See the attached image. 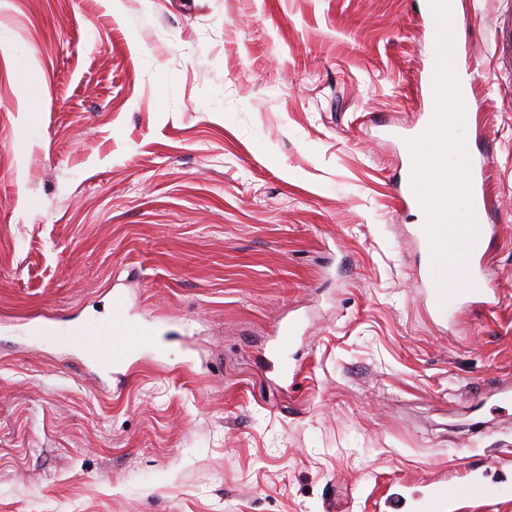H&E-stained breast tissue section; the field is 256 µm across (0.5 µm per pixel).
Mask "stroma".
<instances>
[{"instance_id":"obj_1","label":"stroma","mask_w":512,"mask_h":512,"mask_svg":"<svg viewBox=\"0 0 512 512\" xmlns=\"http://www.w3.org/2000/svg\"><path fill=\"white\" fill-rule=\"evenodd\" d=\"M512 0H0V512H375L512 486ZM445 58L493 309L431 319L395 184ZM37 99L27 111L24 97ZM123 295L105 386L66 334ZM300 323L295 343L279 324ZM299 366L282 382L263 357ZM426 10L429 19L432 21L433 32L436 36L441 33V17L447 21L448 28L453 25L451 2L447 0H426ZM494 56L501 68L512 72V15L497 19ZM469 85H471L470 80L464 83L462 87H460L457 73L454 71H448V75L446 76L445 80L441 82L437 89L434 90V98L435 100L439 99L446 102L449 112L455 114L454 116H457L460 113L466 114V112H461L459 107L460 88L462 89L465 100L468 102V104H474L478 102L474 89L471 87L469 90ZM448 507V496L445 486L435 482L422 498L415 504V512H445Z\"/></svg>"}]
</instances>
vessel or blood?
I'll use <instances>...</instances> for the list:
<instances>
[{"instance_id": "1", "label": "vessel or blood", "mask_w": 512, "mask_h": 512, "mask_svg": "<svg viewBox=\"0 0 512 512\" xmlns=\"http://www.w3.org/2000/svg\"><path fill=\"white\" fill-rule=\"evenodd\" d=\"M426 10L434 32H441L442 24L452 21L449 0H427ZM498 65L512 71V15L498 19L495 24V51ZM418 162L409 159L407 174L400 181L396 197L403 207H419L423 198L418 186ZM486 167H473L466 173L462 187L470 201L471 221L454 228L437 222L417 226L419 240L416 262V283L433 314L444 324H451L459 309L465 306L488 308L494 304L485 280L487 242L494 234L492 225L484 221L488 199L485 194ZM466 269L468 284H461L457 271ZM149 339L129 321L122 296L112 300V312L102 322L94 324L88 333L75 335L73 343L97 368L114 372L135 353L148 344ZM468 491L483 503L512 501V489L489 492L475 478H468ZM448 496L442 483L430 486L416 503V512H446Z\"/></svg>"}]
</instances>
